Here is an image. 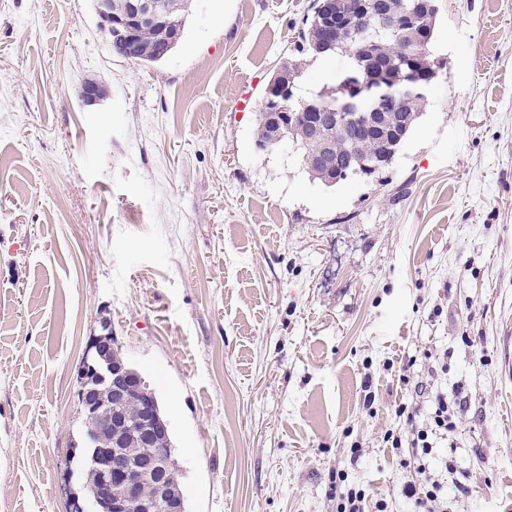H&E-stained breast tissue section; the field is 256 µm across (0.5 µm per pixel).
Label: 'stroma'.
<instances>
[{
  "label": "stroma",
  "mask_w": 512,
  "mask_h": 512,
  "mask_svg": "<svg viewBox=\"0 0 512 512\" xmlns=\"http://www.w3.org/2000/svg\"><path fill=\"white\" fill-rule=\"evenodd\" d=\"M312 2L191 0L142 64L93 0H0V512L79 492V371L107 333L171 424L188 512H336L340 467L409 512L383 436L439 393L462 403L432 440L448 512H512V0H437L415 128L332 187L255 144ZM345 64L308 58L299 95Z\"/></svg>",
  "instance_id": "obj_1"
}]
</instances>
